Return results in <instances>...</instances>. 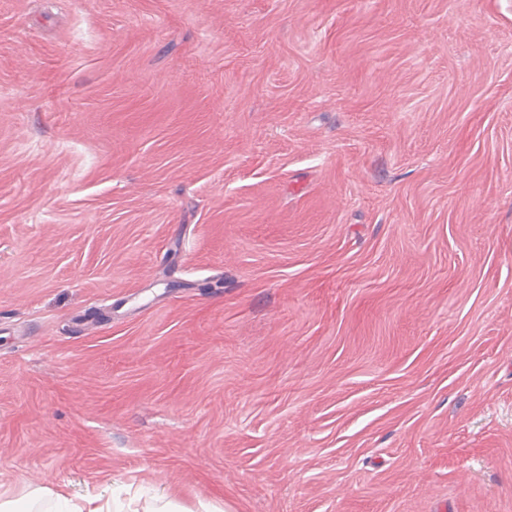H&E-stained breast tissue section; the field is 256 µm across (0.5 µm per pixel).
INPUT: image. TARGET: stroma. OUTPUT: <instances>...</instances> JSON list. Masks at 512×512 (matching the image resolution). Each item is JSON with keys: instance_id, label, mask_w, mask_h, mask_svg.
Listing matches in <instances>:
<instances>
[{"instance_id": "35a3bbf8", "label": "stroma", "mask_w": 512, "mask_h": 512, "mask_svg": "<svg viewBox=\"0 0 512 512\" xmlns=\"http://www.w3.org/2000/svg\"><path fill=\"white\" fill-rule=\"evenodd\" d=\"M512 512V0H0V497Z\"/></svg>"}]
</instances>
